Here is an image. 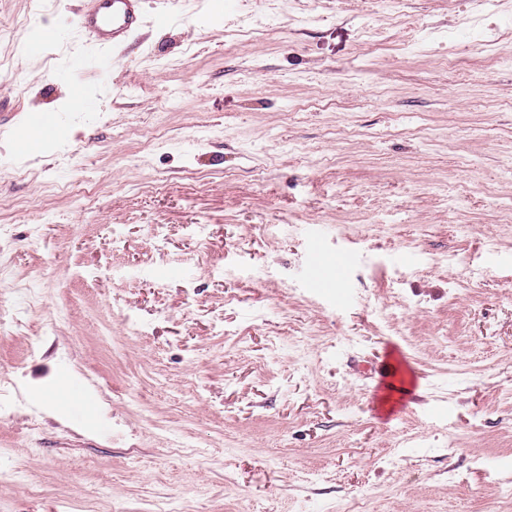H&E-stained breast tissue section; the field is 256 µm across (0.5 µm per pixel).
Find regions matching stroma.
<instances>
[{
    "label": "stroma",
    "instance_id": "1",
    "mask_svg": "<svg viewBox=\"0 0 512 512\" xmlns=\"http://www.w3.org/2000/svg\"><path fill=\"white\" fill-rule=\"evenodd\" d=\"M146 2L0 0V512H512V0ZM76 24L99 44H119L137 28L143 0H86Z\"/></svg>",
    "mask_w": 512,
    "mask_h": 512
}]
</instances>
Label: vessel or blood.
I'll return each mask as SVG.
<instances>
[{
  "instance_id": "b4317fda",
  "label": "vessel or blood",
  "mask_w": 512,
  "mask_h": 512,
  "mask_svg": "<svg viewBox=\"0 0 512 512\" xmlns=\"http://www.w3.org/2000/svg\"><path fill=\"white\" fill-rule=\"evenodd\" d=\"M143 0H87L77 13V25L95 42L118 44L137 28Z\"/></svg>"
}]
</instances>
